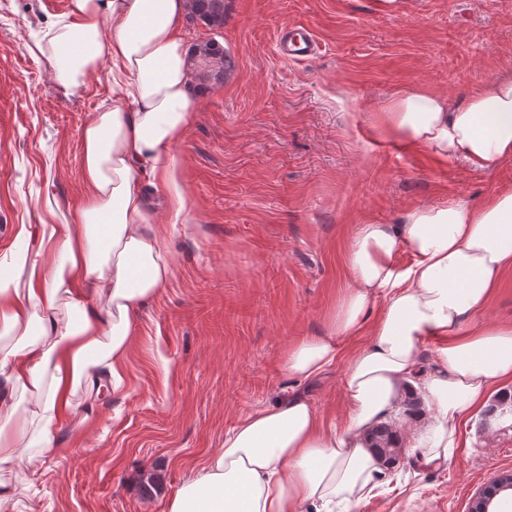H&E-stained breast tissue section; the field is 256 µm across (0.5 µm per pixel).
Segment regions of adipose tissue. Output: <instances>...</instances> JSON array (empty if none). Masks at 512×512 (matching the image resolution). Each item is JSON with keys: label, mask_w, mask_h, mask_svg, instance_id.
Segmentation results:
<instances>
[{"label": "adipose tissue", "mask_w": 512, "mask_h": 512, "mask_svg": "<svg viewBox=\"0 0 512 512\" xmlns=\"http://www.w3.org/2000/svg\"><path fill=\"white\" fill-rule=\"evenodd\" d=\"M191 0H69L33 50L63 95L104 60L117 96L82 130L84 206L64 224L39 227L24 277L0 280V512H14L28 450L57 455L74 419L73 395L96 398L120 385L142 308L172 273L154 230L146 184H165L173 217L184 210L175 147L196 110L180 34ZM379 135L463 158L477 172L512 157V75L496 77L460 104L416 86L388 99ZM55 254L44 262L45 248ZM407 248L408 262L396 260ZM348 287L325 334L289 348L285 371L320 377L345 361L343 424L326 423L303 397L244 418L222 448L171 492L165 512H335L358 504L392 474L378 464L370 431L418 395L434 414L415 420L406 452L447 462L460 426L512 380V328L473 323L512 270V188L473 206L414 208L402 224H359L349 237ZM369 330L349 357L340 341ZM441 338L431 374L420 351Z\"/></svg>", "instance_id": "adipose-tissue-1"}]
</instances>
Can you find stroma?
<instances>
[{
    "instance_id": "1",
    "label": "stroma",
    "mask_w": 512,
    "mask_h": 512,
    "mask_svg": "<svg viewBox=\"0 0 512 512\" xmlns=\"http://www.w3.org/2000/svg\"><path fill=\"white\" fill-rule=\"evenodd\" d=\"M60 16L45 0H0V267L22 226L61 223L81 204L82 129L112 102L111 61L66 97L32 55ZM292 25L314 31L316 58L280 56ZM183 36L190 49L216 39L234 66L195 94L176 148L178 223L165 188L151 192L173 274L138 318L121 388L81 400L61 427L62 454L23 460L16 512H165L168 494L253 411L300 395L343 421L344 362L302 381L283 361L326 332L355 226L512 187V158L480 173L374 128L403 90L459 103L512 74V0H224L222 28L187 20ZM462 439L439 467L397 454L398 481L350 512H468L481 485L512 471V427L479 412Z\"/></svg>"
}]
</instances>
